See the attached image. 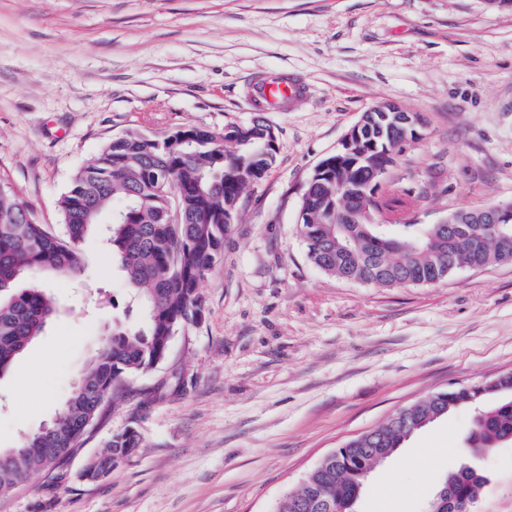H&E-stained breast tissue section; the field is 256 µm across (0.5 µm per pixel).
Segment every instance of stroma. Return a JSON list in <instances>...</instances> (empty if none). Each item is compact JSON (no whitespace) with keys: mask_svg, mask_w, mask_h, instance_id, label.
Here are the masks:
<instances>
[{"mask_svg":"<svg viewBox=\"0 0 512 512\" xmlns=\"http://www.w3.org/2000/svg\"><path fill=\"white\" fill-rule=\"evenodd\" d=\"M270 72L302 86L280 111L250 94ZM386 101L425 119L391 209L437 224L512 202V12L485 0H0V183L38 222L61 224L75 172L128 131L259 115L279 145L202 283V322L127 379L76 455L0 496V512H276L347 440L431 394L512 373V262L380 288L306 258V182ZM81 254L78 277L37 276L57 313L0 375L2 451L56 419L113 324L139 320L105 235ZM473 419L461 407L411 436L371 471L356 512H426L465 464L487 479L475 512H512V445L467 454ZM130 427L140 448L106 479L81 480Z\"/></svg>","mask_w":512,"mask_h":512,"instance_id":"obj_1","label":"stroma"}]
</instances>
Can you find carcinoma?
Segmentation results:
<instances>
[{
  "label": "carcinoma",
  "instance_id": "cac0c4a2",
  "mask_svg": "<svg viewBox=\"0 0 512 512\" xmlns=\"http://www.w3.org/2000/svg\"><path fill=\"white\" fill-rule=\"evenodd\" d=\"M267 123L228 124L217 132L191 126L162 135L128 131L112 138L96 157L80 167L60 200L63 224L52 231L36 221L29 206L0 183V374L43 331L54 311L53 298L29 280L37 270L74 277L81 271L80 245L98 229L100 217L112 214L106 227L112 257L126 288L141 310L135 326L121 327L102 338L71 395L50 430L30 438L9 468L0 467V493L12 489L16 478L45 466L32 449L71 448L85 425L97 421L99 401L129 377L146 373L163 362L161 337L198 324L205 312L201 282L224 257V234L232 224L248 182L261 179L275 164L278 146L265 144ZM328 180L340 177L352 187L366 181L371 166L395 163L384 145L364 157H333ZM299 224L308 261L323 273L385 288L428 285L448 277V260L482 268L512 262V249L503 251L493 235L512 237L510 224H470V235L448 243L440 224L336 223V196L318 189L300 201ZM29 286L14 289L17 282ZM479 409L466 441L489 450L512 438V387L480 393L474 387L456 388L446 401L425 398L400 410L408 426L388 420L377 437L364 444L353 437L338 449L339 458L320 463L304 484L289 491L279 512H329L326 503L345 505L351 512L362 490L372 456L360 449L383 448L395 453L404 441L434 420L461 407ZM135 429L112 435L107 448L137 449ZM479 487L472 476L453 479L451 494L465 502Z\"/></svg>",
  "mask_w": 512,
  "mask_h": 512
}]
</instances>
